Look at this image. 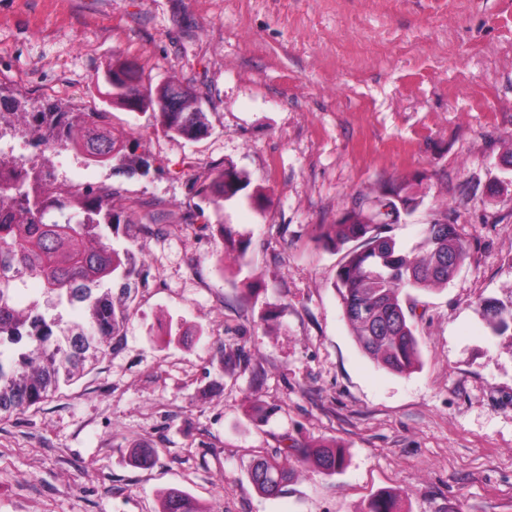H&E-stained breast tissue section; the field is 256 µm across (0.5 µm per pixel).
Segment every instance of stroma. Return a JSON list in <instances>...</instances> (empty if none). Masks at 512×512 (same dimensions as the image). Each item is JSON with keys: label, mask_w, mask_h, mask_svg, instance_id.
Instances as JSON below:
<instances>
[{"label": "stroma", "mask_w": 512, "mask_h": 512, "mask_svg": "<svg viewBox=\"0 0 512 512\" xmlns=\"http://www.w3.org/2000/svg\"><path fill=\"white\" fill-rule=\"evenodd\" d=\"M116 58L190 88L207 133L109 103ZM0 86L136 143L59 171L117 189L143 264L106 355L0 421V512H162L173 489L203 512H363L385 492L402 512H512V336L479 309L512 301V187L489 192L512 155V0H0ZM227 164L266 200L225 202L249 247L219 261L190 216ZM404 180L423 203L397 241L445 218L468 258L419 295V363L396 374L352 336L323 233ZM331 440L341 470L306 463L275 497L251 484L254 457Z\"/></svg>", "instance_id": "stroma-1"}]
</instances>
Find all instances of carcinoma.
I'll use <instances>...</instances> for the list:
<instances>
[{
    "label": "carcinoma",
    "mask_w": 512,
    "mask_h": 512,
    "mask_svg": "<svg viewBox=\"0 0 512 512\" xmlns=\"http://www.w3.org/2000/svg\"><path fill=\"white\" fill-rule=\"evenodd\" d=\"M114 103L137 101L155 112L161 129L184 139L206 130L204 112L187 91L179 92L181 108L167 104L175 87L163 83L151 90L136 82L122 62L104 76ZM33 128L44 149L57 155L74 151L86 163L108 165L114 157L112 127L102 112H71L55 103L27 101L0 88V138ZM250 185L249 176L228 165L215 171L197 189L200 199L215 204L213 213L199 208L198 218L214 226L222 247L244 256L248 243L234 238L223 223L219 201L231 200ZM116 190L107 185L76 184L48 175L43 162L32 157L18 163L0 154V195L8 210H0V419L43 402L61 385L74 380L85 364L98 359L112 337L119 335L142 275L133 248L132 221L114 209ZM420 204L404 182L386 187L374 204L357 198L347 217L323 234L336 250L345 251L336 272L335 288L344 317L361 350L379 366L397 374L410 372L418 350L413 317L414 291L448 285L467 256L455 226L435 220L426 225L418 247L408 250L389 235L393 225ZM386 209L373 223L370 208ZM120 283V304L112 300V281ZM41 285L40 296L20 306V287ZM495 333L512 331V305L495 299L481 303ZM84 312L81 322L65 319ZM314 459L328 473L345 464L342 449L280 448L250 465L255 489L275 496L293 478L288 458ZM163 512H201L187 495L170 492ZM365 512H396L390 494L371 499Z\"/></svg>",
    "instance_id": "carcinoma-1"
}]
</instances>
